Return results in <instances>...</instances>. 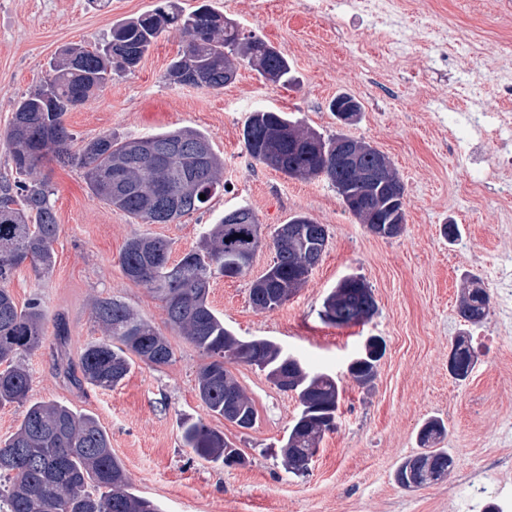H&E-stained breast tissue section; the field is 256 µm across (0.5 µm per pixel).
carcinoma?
Returning a JSON list of instances; mask_svg holds the SVG:
<instances>
[{
  "mask_svg": "<svg viewBox=\"0 0 512 512\" xmlns=\"http://www.w3.org/2000/svg\"><path fill=\"white\" fill-rule=\"evenodd\" d=\"M180 33L182 55L168 72L170 83L220 89L232 83L237 62L248 61L266 81L288 85L293 81L288 59L264 40L246 37L224 14L202 6L185 12L176 0L152 12L129 19L112 29L111 39L88 50L65 48L50 64L43 83L18 103L0 148L16 173L25 180L0 182V405H28L17 431L0 440V512H161L150 500L132 491L122 462L112 454L110 437L97 420L57 401H29L30 377L19 364L23 353L43 343L44 313L31 302L20 308L8 284L23 266L40 275L55 263L53 243L59 235L53 195L41 177V161L51 156L64 165L85 170L93 196L145 224H171L208 208L215 193L211 185L224 186V162L210 139L193 129H172L141 138L154 146L146 154L132 151L133 140L110 135L85 144L64 124L66 112L86 104L112 81L117 60L136 66L156 39L168 30ZM242 138L248 154L290 178L319 176L317 152L336 147V137L292 121L278 112L256 110L247 119ZM362 153L355 165L332 174L331 184L348 187L351 195L363 192L361 172L373 166L380 151L360 142ZM205 195L202 200L199 195ZM387 220H406L385 186L372 193ZM258 219L248 207L225 213L201 234L200 245L170 262V242L136 235L121 255L124 275L152 292L164 303L168 324L186 336L207 358L198 373L197 390L207 410L239 427L251 429L258 413L252 399L227 368L229 363L263 364L261 371L297 393L301 411L282 447V466L293 474L307 470L326 432L336 418L341 390L336 378L311 372L274 341H244L224 327L209 306L215 275H242L259 248ZM326 228L305 215H296L275 232L272 273L257 278L250 300L257 310L283 304L294 295L321 261L327 246ZM470 287L460 300L459 313L471 324L488 315L490 296L477 276L466 279ZM376 302L362 278L348 276L324 300L321 316L337 325L368 320ZM94 317L104 337L90 343L80 358L83 379L96 387L113 388L130 373L133 358L152 366L173 362L169 342L148 321L116 298L94 305ZM476 365L469 336L462 333L452 343L448 367L464 380ZM238 402L241 414L230 417L225 407ZM185 447L210 462L224 461L233 445L224 433L204 422H180ZM446 434L440 419L426 421L418 431L423 451L406 458L396 472L397 482L410 488L448 476L452 459L436 447Z\"/></svg>",
  "mask_w": 512,
  "mask_h": 512,
  "instance_id": "obj_1",
  "label": "carcinoma"
}]
</instances>
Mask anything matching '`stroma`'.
<instances>
[{"instance_id": "stroma-1", "label": "stroma", "mask_w": 512, "mask_h": 512, "mask_svg": "<svg viewBox=\"0 0 512 512\" xmlns=\"http://www.w3.org/2000/svg\"><path fill=\"white\" fill-rule=\"evenodd\" d=\"M504 0H394L384 21L374 0H179L186 11L207 5L246 36L264 39L291 62L295 82L262 79L240 62L236 80L221 89L170 84L168 68L184 49L163 33L130 71L113 76L96 98L65 116L78 141L104 134L142 137L176 127L206 134L224 160L226 188L207 213L172 224H143L92 196L82 168L44 160L60 224L55 265L47 275L25 267L9 289L18 306L40 301L44 340L22 355L30 398L58 401L98 420L111 439L136 494L162 512H448V488L500 454H512V326L498 308L473 325L460 316L467 275L492 287L512 272V199L480 195L475 172L492 176L507 147L479 144L466 124L475 103L512 100V7ZM160 0H0V136L17 102L45 79L66 46H98L113 27L152 11ZM356 98V122L339 125L329 110L338 93ZM256 110L284 112L323 136L365 141L393 163L405 187L406 227L400 236L372 234L345 208L322 177L289 178L252 159L242 129ZM247 206L261 225L252 265L236 278L216 276L209 300L226 328L248 340L265 337L308 367L332 373L342 387L337 428L326 433L307 471L284 470L280 447L301 406L263 371L229 369L258 411L239 429L208 413L197 391L205 363L199 350L167 322L162 302L124 275L121 254L134 235L168 240L171 260L198 246L202 225ZM298 214L325 225L328 242L307 283L281 306L253 309L249 294L274 257L272 234ZM456 224L448 241L442 229ZM364 278L376 300L365 323L337 326L321 318L328 293L344 277ZM124 301L165 336L169 365L135 362L115 388L76 383L87 344L103 336L96 300ZM70 342L59 346L57 319ZM467 333L477 357L466 380L448 371L453 340ZM383 356L373 381L358 385L348 365L369 339ZM202 419L244 450V464L226 467L198 457L180 441L182 418ZM443 420L453 465L444 480L406 489L395 471L419 452L417 433Z\"/></svg>"}]
</instances>
